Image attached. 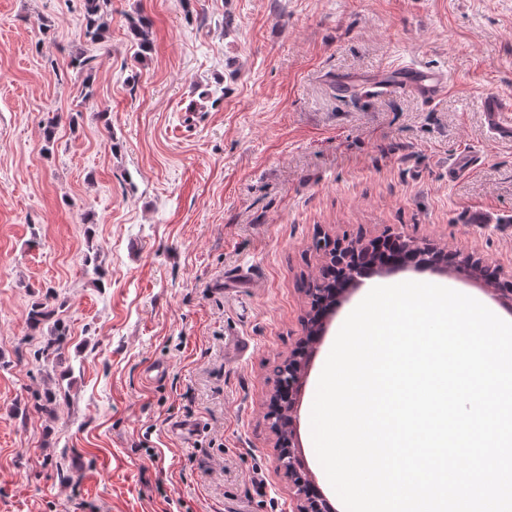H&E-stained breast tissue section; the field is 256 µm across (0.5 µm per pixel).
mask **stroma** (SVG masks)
I'll return each mask as SVG.
<instances>
[{
  "label": "stroma",
  "instance_id": "stroma-1",
  "mask_svg": "<svg viewBox=\"0 0 512 512\" xmlns=\"http://www.w3.org/2000/svg\"><path fill=\"white\" fill-rule=\"evenodd\" d=\"M84 27L82 0H0V512H296L267 413L326 243L400 234L512 270V143L482 108L512 94V0H112L104 39ZM396 62L445 69L447 94L329 86ZM362 299L297 396L328 499L306 402ZM45 300L68 327L52 372L24 340ZM149 26L150 21L142 15L128 17V28L133 44L136 46L134 55L137 58H142L152 51V43L148 35Z\"/></svg>",
  "mask_w": 512,
  "mask_h": 512
}]
</instances>
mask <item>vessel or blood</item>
I'll list each match as a JSON object with an SVG mask.
<instances>
[{
  "mask_svg": "<svg viewBox=\"0 0 512 512\" xmlns=\"http://www.w3.org/2000/svg\"><path fill=\"white\" fill-rule=\"evenodd\" d=\"M449 87L448 74L440 69L396 65L373 76L348 74L336 77L332 88L337 96L357 94L365 89L406 90L430 103L444 95ZM486 126L495 141L512 143V97L494 95L485 98Z\"/></svg>",
  "mask_w": 512,
  "mask_h": 512,
  "instance_id": "1",
  "label": "vessel or blood"
}]
</instances>
